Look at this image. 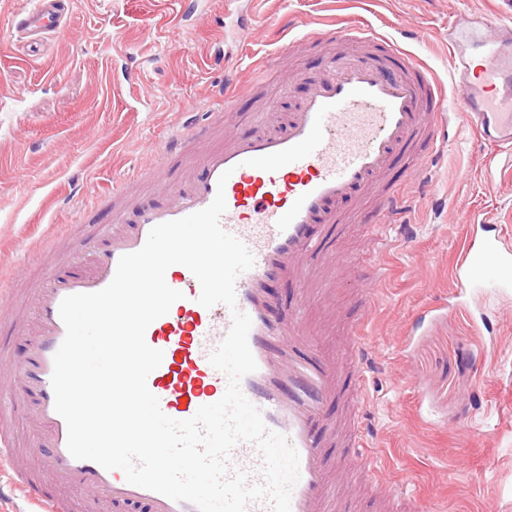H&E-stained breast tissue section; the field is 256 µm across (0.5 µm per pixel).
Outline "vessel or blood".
Instances as JSON below:
<instances>
[{
	"instance_id": "1",
	"label": "vessel or blood",
	"mask_w": 512,
	"mask_h": 512,
	"mask_svg": "<svg viewBox=\"0 0 512 512\" xmlns=\"http://www.w3.org/2000/svg\"><path fill=\"white\" fill-rule=\"evenodd\" d=\"M59 24L53 0H36L33 8L16 13L10 35L50 32ZM307 38L339 46L342 52L310 81L282 129L225 133L224 115L234 111L242 94L238 82L230 81L208 125L182 123L152 145L155 162L143 175L165 195V202L140 201L124 187L114 191L109 201L112 223L100 229L107 248L82 252L89 260V273L63 278L45 271L43 287L30 296L23 325L36 332L37 340L17 379L35 397L39 436L33 453L42 478L33 477L8 438L0 435V493L19 491L29 512H69L63 497L69 490L118 507L140 506L144 512H197L192 503L128 483L121 470L72 457L67 425L55 410L51 377L53 357L66 334L59 315L62 299L104 289L119 259L138 251L155 225L206 208L224 173L229 179L221 226L254 258L253 267L235 284L237 307L252 321L248 343L257 363L256 371L242 379L241 389L261 410L266 427L286 436L299 453L291 512H342L344 492L334 489V473L321 451L327 437L359 449L364 480L376 487L384 482V466L366 424L365 381L371 351L364 338V319L351 327L344 362H335L314 353L297 310L282 313L272 286L306 283L309 260L326 249L316 231L320 224L336 228L363 224L371 248L355 265L375 269L376 258L388 245L385 230L401 223L409 197L397 191L384 194L374 202L368 223L361 213L345 210L344 202L366 198L395 162L430 160L456 122L487 142L512 147V23H498L488 14L476 18L455 14L448 23L444 83L396 42L369 28L335 26L315 30ZM452 90L461 99L455 110L448 100ZM325 104L330 110L323 119L324 138L311 155L274 172L247 166V159L304 139ZM209 132L223 134V141L194 152L195 142ZM176 158L184 161V180L177 185L169 179L170 163ZM484 267L495 269L502 287H512V247L498 236H471L458 255L459 277L474 276ZM165 279L183 297L146 330L147 344L164 353L147 386L164 414L186 420L225 393L227 377L208 357L229 331L232 315L225 305L208 309L199 304L200 285L186 267L171 266ZM339 399L346 411L329 420L328 411ZM231 468L244 472L249 483L262 480L261 458L253 445L242 443L233 449Z\"/></svg>"
}]
</instances>
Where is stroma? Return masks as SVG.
<instances>
[{
    "label": "stroma",
    "instance_id": "35a3bbf8",
    "mask_svg": "<svg viewBox=\"0 0 512 512\" xmlns=\"http://www.w3.org/2000/svg\"><path fill=\"white\" fill-rule=\"evenodd\" d=\"M512 18V0H68L66 24L34 43L0 44V90L19 100L0 112V273L19 293L43 268L76 273L79 244L95 238L102 196L136 181L154 162L152 144L184 114L206 123L224 88L220 47L235 75L281 87L264 126H284L322 68L311 49L283 53L308 28L367 25L402 43L440 80L448 78V20L459 11ZM140 74L129 83L128 72ZM416 197L408 235L388 228L377 301L364 310L365 282L352 261L366 248L350 228L349 258L327 291L278 287L286 307L310 306L318 351L342 355L349 325L366 316L375 368L366 385L373 442L396 492L430 512H512V288L486 275L474 287L454 278L473 228L512 242V150L465 126L443 145ZM12 304L0 307V381H14L31 337L17 335Z\"/></svg>",
    "mask_w": 512,
    "mask_h": 512
}]
</instances>
